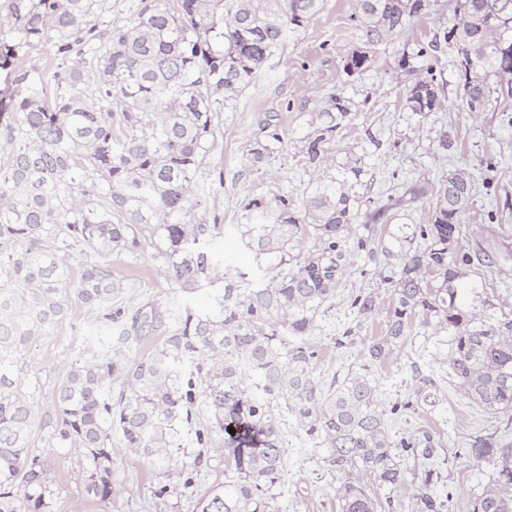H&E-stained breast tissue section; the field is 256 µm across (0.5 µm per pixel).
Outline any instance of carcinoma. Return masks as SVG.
<instances>
[{"label":"carcinoma","mask_w":512,"mask_h":512,"mask_svg":"<svg viewBox=\"0 0 512 512\" xmlns=\"http://www.w3.org/2000/svg\"><path fill=\"white\" fill-rule=\"evenodd\" d=\"M321 0H152L130 24L112 26L109 0H8L0 40V512H52L54 484L32 449L36 414L19 375L23 352L70 313L73 300L121 316L112 298L123 280L112 256L149 252L185 291L221 279L212 303L178 313L137 311L119 342L139 341L171 323L166 336L131 364L106 345L59 382L42 420L52 448L79 451L85 492L112 494V430L155 467L172 466L184 424L206 407L203 444L224 432L233 476L204 495L196 512H279L275 490L285 448L284 416L316 441L336 475L339 512H378L364 480L407 485L404 456L432 457L433 435L393 438L386 417L436 403L433 371L411 367V394L378 405L368 374L349 372L328 387L316 375L309 342L318 316L354 261L378 281L346 298L350 319L338 348L357 345L371 319L368 361L382 366L416 330L448 337V383L489 412L512 409V316L499 313L478 286L464 282L471 257L457 247L474 189L455 170L434 190L428 219L394 224L397 213L427 196L403 184L384 203L362 192L361 160L313 185L302 205L280 195L244 203L235 229L262 275L219 274L207 243L216 225L191 222L188 193L212 151L216 96L244 90L283 45L287 31L312 21ZM364 47L347 58L349 74L373 63L371 46L404 32L431 0H359ZM454 21L428 43L402 52L409 77L403 107L425 115L441 106L433 66L441 43L472 58L457 70L458 96L483 112L492 97L512 96V0H451ZM53 50L52 95L24 65L40 45ZM354 103L332 94L299 138L319 167L330 144L354 120ZM277 133L256 141L248 162L278 152ZM365 223L358 224L359 216ZM312 239L304 249L301 243ZM93 252L73 281L69 250ZM123 393L112 402V378ZM458 455L492 470L466 501V512H512V444L498 432L470 437ZM434 470L418 477L411 512H443Z\"/></svg>","instance_id":"1"}]
</instances>
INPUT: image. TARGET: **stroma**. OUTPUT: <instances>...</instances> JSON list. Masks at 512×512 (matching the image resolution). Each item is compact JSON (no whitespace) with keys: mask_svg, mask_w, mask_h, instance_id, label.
<instances>
[{"mask_svg":"<svg viewBox=\"0 0 512 512\" xmlns=\"http://www.w3.org/2000/svg\"><path fill=\"white\" fill-rule=\"evenodd\" d=\"M452 17L448 0H434L431 8L403 34L374 46L371 68L347 74L345 62L363 42L359 0H322L316 18L304 29L288 33L282 48L237 96L216 105V142L205 161L204 176L189 192L194 222L214 224L219 233L211 250L225 268L254 275L255 268L233 227L242 202L249 197L285 195L302 202L308 188L336 175L348 161L361 160L363 182L371 187L374 201L386 200L393 186L414 181L431 190L448 172L467 170L474 192L465 215L459 246L472 263L468 279L483 284L484 296L499 310L512 313V97L492 103L487 111L471 112L456 103L455 55L441 48L435 57L440 73V94L447 106L427 115L404 110L406 78L397 68L403 49L430 42ZM351 98L357 114L350 126L332 143L318 168L306 167L296 140L312 112L329 95ZM282 139L279 151L262 168L252 167L247 156L256 139L268 131ZM115 275L125 288L113 299V309L131 319L142 308L175 309L207 307L214 288L184 291L160 268L150 254L113 257ZM371 275L353 272L338 289L335 306L323 313L310 338L319 352L316 372L324 380L361 370L366 362L362 346L336 349L335 337L348 319V294L372 285ZM105 333L81 303L47 336L24 352L20 378L37 415L51 410L59 381L76 364L88 359ZM450 346L444 336H411L406 346L372 377L381 403L404 398L409 390V370L418 362L441 368ZM505 428L506 416L490 414L448 383L440 385L437 406L407 418L389 420L393 437L414 430L432 431L438 446L431 460L406 458L409 471L432 466L436 491L461 502L487 482L489 471L465 458L458 448L480 430ZM35 448L46 458L54 478L53 512H195L198 497L223 483L224 434L212 432L206 445L196 441L195 428L183 426L176 453L178 463L160 470L124 447L120 435L112 437V487L110 499L87 498L82 459L78 454L46 447L43 431H36ZM283 439L287 452L283 484L278 499L280 512H337L336 477L321 462L314 440L288 425ZM169 492L158 495L160 486Z\"/></svg>","mask_w":512,"mask_h":512,"instance_id":"35a3bbf8","label":"stroma"}]
</instances>
